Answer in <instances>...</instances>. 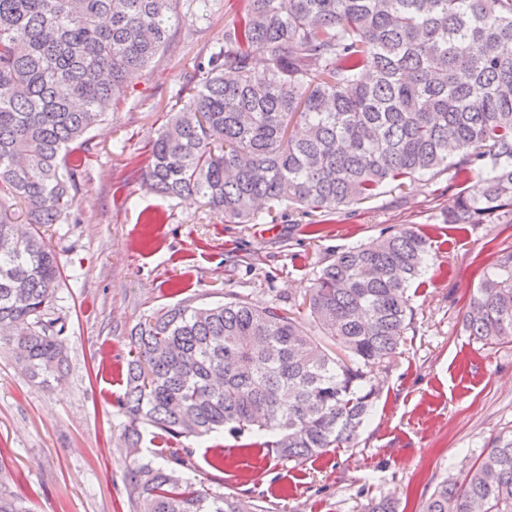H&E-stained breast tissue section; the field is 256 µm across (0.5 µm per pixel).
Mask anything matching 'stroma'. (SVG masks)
Wrapping results in <instances>:
<instances>
[{
  "mask_svg": "<svg viewBox=\"0 0 512 512\" xmlns=\"http://www.w3.org/2000/svg\"><path fill=\"white\" fill-rule=\"evenodd\" d=\"M238 5L215 0L207 20L177 33L160 61L130 78L126 105L72 146L82 162L80 221L43 228L62 274L51 313L65 326L66 377L42 387L0 352V476L29 512H128L117 402L130 332L147 315L228 293L258 306L302 300L337 250L373 243L392 225L429 237L431 258L410 290L414 319L401 353L374 373L381 395L355 447L298 464L251 436L189 438L197 479L262 500L269 512H362L380 496L419 512L438 482L512 429V342H472L458 323L478 263L512 236L497 224L443 223L457 194L446 180L385 193L337 223L288 212L271 230L225 222L200 200L163 199L143 184L148 141Z\"/></svg>",
  "mask_w": 512,
  "mask_h": 512,
  "instance_id": "stroma-1",
  "label": "stroma"
}]
</instances>
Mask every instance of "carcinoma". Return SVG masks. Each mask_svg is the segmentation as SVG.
<instances>
[{"mask_svg":"<svg viewBox=\"0 0 512 512\" xmlns=\"http://www.w3.org/2000/svg\"><path fill=\"white\" fill-rule=\"evenodd\" d=\"M212 3L0 0V349L34 380L64 379V326L50 317L60 269L40 228L73 219L68 149ZM178 99L143 173L163 197H199L237 224L304 205L328 222L446 174L461 191L445 223L512 226V0H240ZM473 179L477 196L462 188ZM17 202L24 226L8 216ZM430 248L402 226L336 252L302 300L305 321L232 293L147 317L129 336L118 400L130 452L149 427L168 444L257 435L298 464L353 447L379 396L370 374L412 324L408 291ZM460 322L484 346L512 342V246L483 267ZM191 455L133 458L129 512H266L196 482ZM0 512H25L1 479ZM421 512H512V430Z\"/></svg>","mask_w":512,"mask_h":512,"instance_id":"carcinoma-1","label":"carcinoma"}]
</instances>
